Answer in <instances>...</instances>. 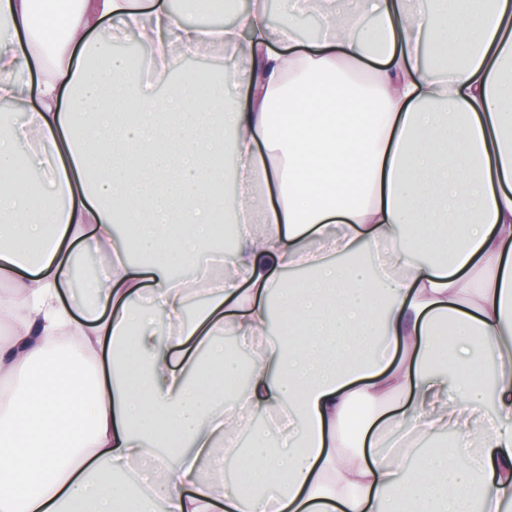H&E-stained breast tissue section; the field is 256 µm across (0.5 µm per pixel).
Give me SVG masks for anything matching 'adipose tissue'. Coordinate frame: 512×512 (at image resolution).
I'll use <instances>...</instances> for the list:
<instances>
[{
	"mask_svg": "<svg viewBox=\"0 0 512 512\" xmlns=\"http://www.w3.org/2000/svg\"><path fill=\"white\" fill-rule=\"evenodd\" d=\"M171 2L0 0V103L27 112L0 132V261L26 273L0 300V512H505L512 0H327L302 50L265 0L207 28ZM173 42L246 55L245 102L159 94ZM226 223L233 273L200 275ZM75 244L111 258L91 306L64 295ZM227 335L276 338L232 408Z\"/></svg>",
	"mask_w": 512,
	"mask_h": 512,
	"instance_id": "adipose-tissue-1",
	"label": "adipose tissue"
}]
</instances>
